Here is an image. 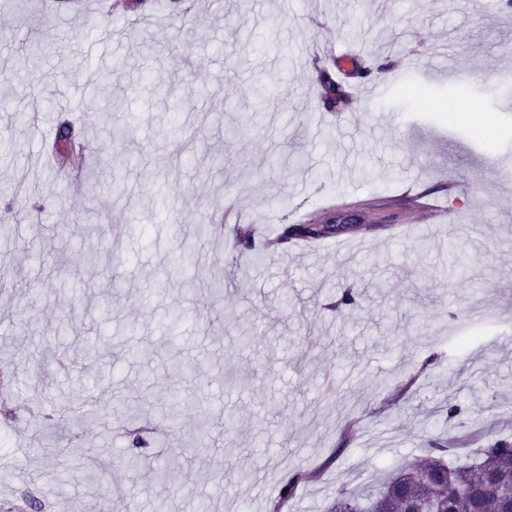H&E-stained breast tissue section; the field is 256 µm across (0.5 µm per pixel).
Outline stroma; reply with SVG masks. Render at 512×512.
I'll list each match as a JSON object with an SVG mask.
<instances>
[{
  "label": "stroma",
  "instance_id": "1",
  "mask_svg": "<svg viewBox=\"0 0 512 512\" xmlns=\"http://www.w3.org/2000/svg\"><path fill=\"white\" fill-rule=\"evenodd\" d=\"M116 36L100 40L103 27ZM0 355L15 396L0 417V500L29 490L44 512H328L339 491L371 486L430 441L467 461L512 441V10L498 0H139L94 15L68 0H0ZM361 39L353 69L372 70L381 97L326 106L309 92L320 63L305 48ZM50 39L28 80L70 99L69 120L93 152L45 163L18 111L53 130L58 115L22 94L14 59ZM449 53L455 76L409 67ZM263 107L253 87L278 70ZM160 73L166 94L147 85ZM112 83L96 93L99 74ZM473 117L486 130L475 137ZM131 127L119 143L110 131ZM239 127L236 138L224 136ZM224 163H210L213 154ZM279 166L267 165L270 155ZM85 170L81 186L67 171ZM126 187L110 189L112 176ZM447 199L455 221L390 233L408 181ZM288 206H280L281 196ZM363 225L316 248L287 244L258 263L235 244L236 224L197 242L204 274L220 282L210 306L181 289L170 266L195 225L241 211L255 236L275 237L337 197ZM109 262L86 264L82 239ZM471 264L443 275V240ZM355 303L337 307L344 290ZM179 308L172 320L167 312ZM64 319L63 335L47 315ZM202 361L194 376L176 361ZM182 398L181 430L163 409ZM460 412L449 417V404ZM83 405L69 436L43 422L53 406ZM156 427L151 460L179 484L133 481L122 454L129 408ZM310 474L291 496L282 486Z\"/></svg>",
  "mask_w": 512,
  "mask_h": 512
}]
</instances>
